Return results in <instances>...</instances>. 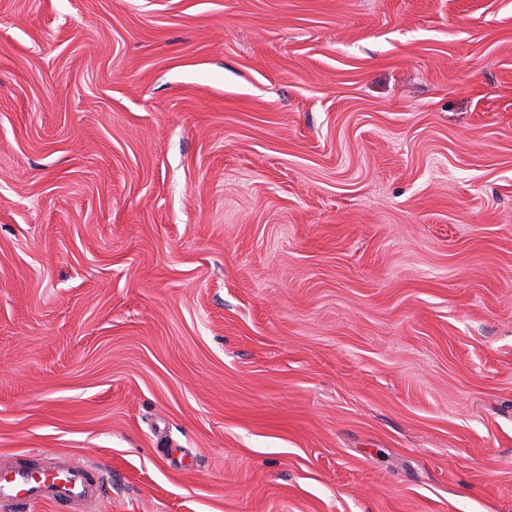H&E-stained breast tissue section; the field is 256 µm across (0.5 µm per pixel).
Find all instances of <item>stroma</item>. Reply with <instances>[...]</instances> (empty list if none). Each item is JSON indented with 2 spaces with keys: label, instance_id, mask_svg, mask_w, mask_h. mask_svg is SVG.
<instances>
[{
  "label": "stroma",
  "instance_id": "35a3bbf8",
  "mask_svg": "<svg viewBox=\"0 0 512 512\" xmlns=\"http://www.w3.org/2000/svg\"><path fill=\"white\" fill-rule=\"evenodd\" d=\"M99 512H512V0H0V454ZM107 472L90 464L24 454L0 465V505L41 501L54 512L96 511Z\"/></svg>",
  "mask_w": 512,
  "mask_h": 512
}]
</instances>
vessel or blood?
Returning a JSON list of instances; mask_svg holds the SVG:
<instances>
[{
  "label": "vessel or blood",
  "instance_id": "1",
  "mask_svg": "<svg viewBox=\"0 0 512 512\" xmlns=\"http://www.w3.org/2000/svg\"><path fill=\"white\" fill-rule=\"evenodd\" d=\"M107 473L74 460L24 454L0 463V505L40 501L53 512H95Z\"/></svg>",
  "mask_w": 512,
  "mask_h": 512
}]
</instances>
